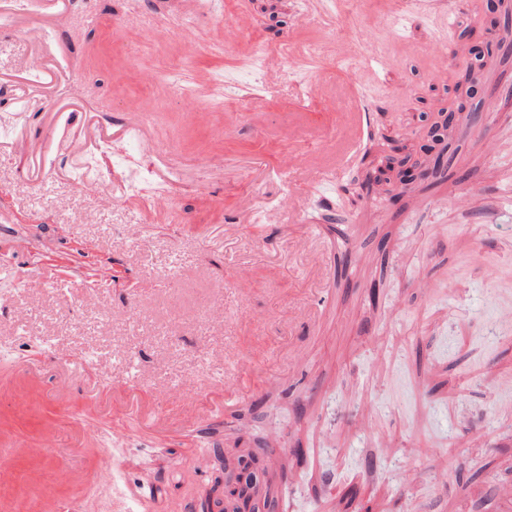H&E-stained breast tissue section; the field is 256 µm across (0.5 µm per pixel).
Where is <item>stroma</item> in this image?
Masks as SVG:
<instances>
[{"mask_svg": "<svg viewBox=\"0 0 512 512\" xmlns=\"http://www.w3.org/2000/svg\"><path fill=\"white\" fill-rule=\"evenodd\" d=\"M484 5L433 0L422 18L410 0H69L52 23L0 26V75L42 38L74 65L57 99L107 127L143 114L150 133L57 154L36 181L26 155L0 152V208L22 203L31 235L75 256L63 273L0 250V512L49 498L115 512L122 491L143 512H190L218 449L258 458L270 512H512V63L486 59L498 108L454 126L443 181L359 188L416 148L419 113L455 109ZM350 62L361 90L341 78ZM18 131L50 137L21 80L0 84V139ZM357 133L341 180L302 186L283 223L278 157L315 171ZM168 159L179 182L157 175ZM96 262L110 287L82 281ZM228 350L250 361L233 404L216 373ZM133 372L150 387L130 393ZM115 466L119 490L98 479Z\"/></svg>", "mask_w": 512, "mask_h": 512, "instance_id": "1", "label": "stroma"}]
</instances>
